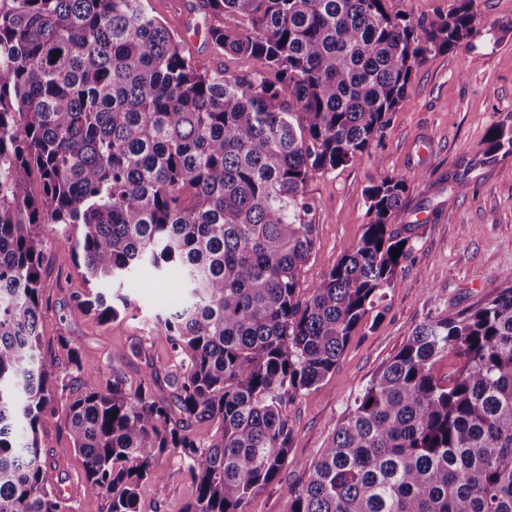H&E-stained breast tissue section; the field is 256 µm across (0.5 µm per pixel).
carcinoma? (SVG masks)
Returning a JSON list of instances; mask_svg holds the SVG:
<instances>
[{"label": "carcinoma", "mask_w": 512, "mask_h": 512, "mask_svg": "<svg viewBox=\"0 0 512 512\" xmlns=\"http://www.w3.org/2000/svg\"><path fill=\"white\" fill-rule=\"evenodd\" d=\"M389 2L203 0L243 21L206 29L254 63L228 76L199 70L147 0H0V512H73L38 437L60 392L104 512H139L168 451L195 488L181 512H247L291 464L288 404L317 390L411 250L392 228L406 181L387 175L366 190L359 241L301 295L307 184L363 157L430 55L480 35L476 0L431 21ZM503 149L505 124L489 133V152ZM43 224L62 225L100 286L178 271L184 301L155 316L184 355L169 396L152 370L134 389L105 377L65 336L66 361L43 354ZM79 304L118 316L101 292ZM194 422L218 436L196 438ZM286 496L288 512H512V271L415 328Z\"/></svg>", "instance_id": "obj_1"}]
</instances>
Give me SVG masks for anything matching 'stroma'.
<instances>
[{"label":"stroma","mask_w":512,"mask_h":512,"mask_svg":"<svg viewBox=\"0 0 512 512\" xmlns=\"http://www.w3.org/2000/svg\"><path fill=\"white\" fill-rule=\"evenodd\" d=\"M159 18L189 31L185 52L198 68L243 75L249 58L224 54L205 38L213 18L203 0H149ZM472 47L433 54L416 69L404 101L392 112L369 154L352 165L316 174L307 190L319 207L313 216L315 250L301 278L308 290L348 253L370 220L365 190L381 177L406 180L395 228L410 236L412 249L398 269L399 286L379 303L378 314L352 336L335 369L316 391L298 395L287 409L291 461L276 483L259 492L248 512H288L284 485L304 482L312 464L378 369L420 324L457 314L495 294L503 273L512 270V153L490 155L487 135L498 124L512 125V0H477ZM49 258L43 278L42 350L64 358L58 342H79L100 362L104 375L120 372L136 387L145 364L159 378L180 368V356L156 313L180 301L181 291L148 274L124 281L128 304L117 319L100 323L77 306L87 284L59 225L41 228ZM46 465L74 487L75 512H103V501L83 491V467L63 418L40 430ZM164 479L143 486L139 512H180L192 495L189 476L177 455L163 457Z\"/></svg>","instance_id":"obj_1"}]
</instances>
